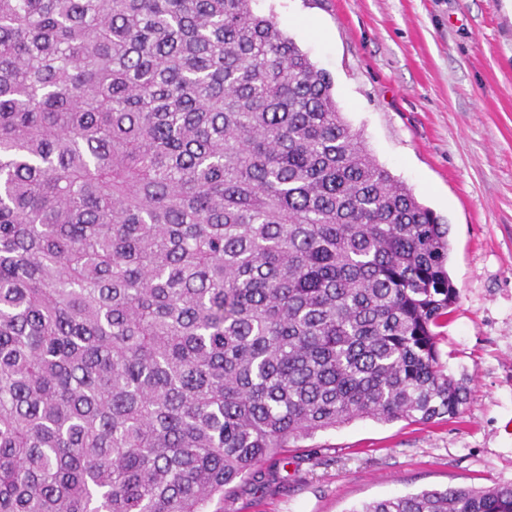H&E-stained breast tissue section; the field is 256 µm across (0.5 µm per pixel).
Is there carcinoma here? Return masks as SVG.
Returning a JSON list of instances; mask_svg holds the SVG:
<instances>
[{
	"mask_svg": "<svg viewBox=\"0 0 512 512\" xmlns=\"http://www.w3.org/2000/svg\"><path fill=\"white\" fill-rule=\"evenodd\" d=\"M252 2L0 0V512H208L318 431L461 418L448 226Z\"/></svg>",
	"mask_w": 512,
	"mask_h": 512,
	"instance_id": "1",
	"label": "carcinoma"
}]
</instances>
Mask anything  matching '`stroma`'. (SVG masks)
Returning <instances> with one entry per match:
<instances>
[{"label": "stroma", "instance_id": "obj_1", "mask_svg": "<svg viewBox=\"0 0 512 512\" xmlns=\"http://www.w3.org/2000/svg\"><path fill=\"white\" fill-rule=\"evenodd\" d=\"M328 72L376 161L448 224L439 338L462 421L358 419L298 441L230 512H353L512 482V12L503 0H254Z\"/></svg>", "mask_w": 512, "mask_h": 512}]
</instances>
